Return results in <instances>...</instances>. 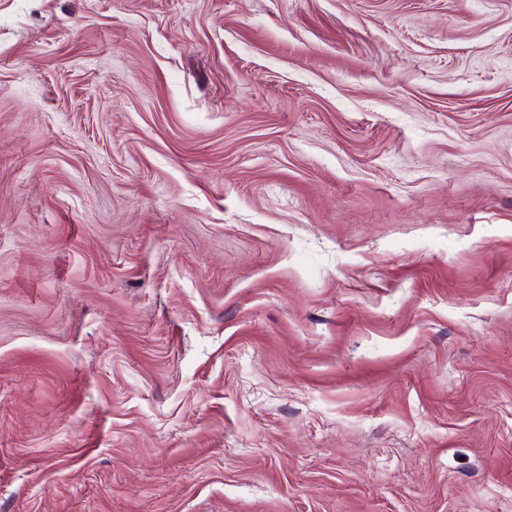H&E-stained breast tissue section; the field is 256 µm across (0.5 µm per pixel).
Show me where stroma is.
<instances>
[{"mask_svg":"<svg viewBox=\"0 0 512 512\" xmlns=\"http://www.w3.org/2000/svg\"><path fill=\"white\" fill-rule=\"evenodd\" d=\"M0 512H512V0H0Z\"/></svg>","mask_w":512,"mask_h":512,"instance_id":"1","label":"stroma"}]
</instances>
